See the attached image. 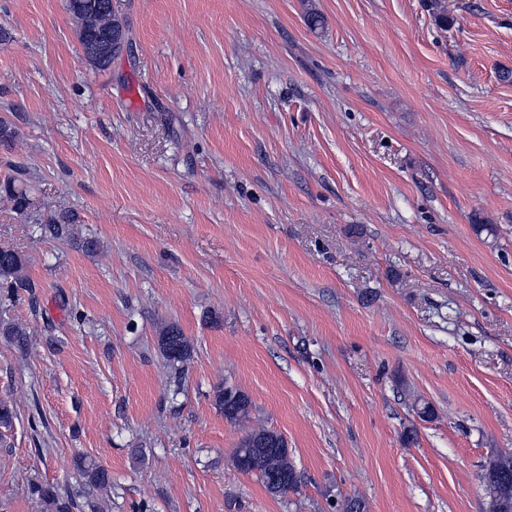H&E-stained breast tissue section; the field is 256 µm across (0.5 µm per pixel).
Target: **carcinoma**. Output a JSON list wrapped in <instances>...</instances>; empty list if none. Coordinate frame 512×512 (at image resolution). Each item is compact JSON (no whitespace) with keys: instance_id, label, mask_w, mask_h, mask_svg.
I'll list each match as a JSON object with an SVG mask.
<instances>
[{"instance_id":"1","label":"carcinoma","mask_w":512,"mask_h":512,"mask_svg":"<svg viewBox=\"0 0 512 512\" xmlns=\"http://www.w3.org/2000/svg\"><path fill=\"white\" fill-rule=\"evenodd\" d=\"M66 10L75 18L77 37L86 63L95 70H103L112 58L121 54L129 42V26L117 0H66ZM13 208L20 214H29L35 202L25 183L16 176H8L0 183ZM77 222L71 210L61 211L38 223L41 236L56 240L69 237L70 226ZM25 259L19 252L0 249V288H30L32 284L24 274ZM159 345L163 356L172 365H183L191 357V346L181 329L169 324L162 328ZM215 407L224 418L242 424L251 418V401L241 390L226 387L218 392ZM233 466L240 472L255 475L273 496L295 490L301 483L288 456L287 443L273 430L264 427L251 429L239 442L232 457ZM84 475L94 485L110 483L108 472L101 466H84ZM483 481L490 497L489 512H502L504 502L512 503V454H497L486 466ZM46 512H70L74 503L51 487L39 491Z\"/></svg>"}]
</instances>
